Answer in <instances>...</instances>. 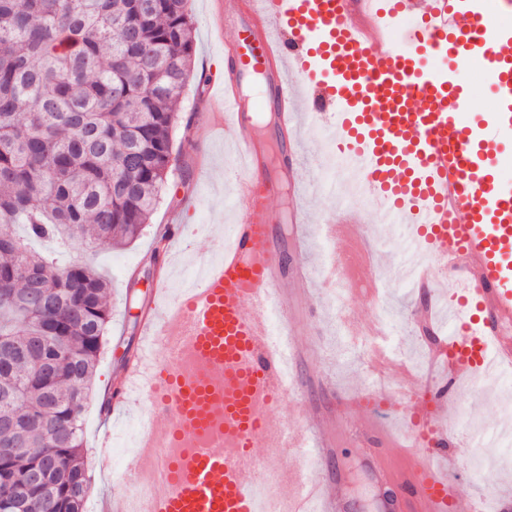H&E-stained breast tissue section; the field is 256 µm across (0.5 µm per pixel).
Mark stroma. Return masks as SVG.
<instances>
[{
    "mask_svg": "<svg viewBox=\"0 0 512 512\" xmlns=\"http://www.w3.org/2000/svg\"><path fill=\"white\" fill-rule=\"evenodd\" d=\"M189 8L194 21V75L184 92L180 118L172 131V174L149 224L140 238L126 246L78 241L54 248L60 263L90 264L109 281L111 320L84 414L85 461L91 477L87 501L95 506L99 505L101 495H124L130 488L121 442L112 444L111 471L105 472L99 467L100 441L106 426L99 413L97 393L103 388L113 390L119 386L124 367L138 351L140 322L150 299V287L165 272V258L155 252L163 226H189L191 235L187 242L173 243L172 249L177 267L188 263L196 267L217 250L219 227L234 223L238 212L245 207L244 200L231 197L224 185L225 162L231 157L230 143H218L207 131L195 127L197 115L211 111L215 105L213 94L224 81L223 47L235 40L236 31L229 27L220 36L212 31L209 18L211 12L220 10L219 0H189ZM301 134L304 159L294 173V180L297 187L307 191V208L318 215L333 207L329 195L322 193L319 187L322 175L329 170V156L322 152L320 143L312 136L310 124H303ZM349 210L358 217L372 240L383 243L382 250L368 252L366 261L356 265L353 273L358 276L368 267L382 266L387 286L376 293L365 288L347 293L346 317L352 326L365 330L376 322L380 306H388L395 326L388 330L386 340L401 343L406 358L394 361L380 356L376 365L392 383L406 372L421 375L428 368L426 349L421 337L405 326V319L418 297L412 289L394 282L405 248L402 232L397 225L379 223L376 214L361 197L353 198ZM323 295V288L318 286L309 297L295 302L296 331L313 354L300 368L308 390L306 401L286 393L272 409L273 416L286 425L303 417L304 402L333 409L339 407L336 389L350 393L362 386L364 368L338 342L336 312L326 306ZM501 398L499 387L486 382L460 389L457 418L462 433L478 437L488 432L499 415ZM377 407L388 415L382 425L384 432L396 438L403 437L408 429L405 413L396 399L382 393L371 401L342 409L344 423L332 450L329 472L347 481L355 501V512H374V503L373 490L360 466L365 450L357 446L351 430ZM447 454L455 462L451 473L461 492L474 497L482 512H496L499 495L512 492V446L481 448L460 444L449 448ZM477 456L486 458L487 463L476 473L471 468V461Z\"/></svg>",
    "mask_w": 512,
    "mask_h": 512,
    "instance_id": "1",
    "label": "stroma"
}]
</instances>
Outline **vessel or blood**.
Returning a JSON list of instances; mask_svg holds the SVG:
<instances>
[{"instance_id": "obj_1", "label": "vessel or blood", "mask_w": 512, "mask_h": 512, "mask_svg": "<svg viewBox=\"0 0 512 512\" xmlns=\"http://www.w3.org/2000/svg\"><path fill=\"white\" fill-rule=\"evenodd\" d=\"M230 23L237 37L224 48V93L209 126L238 146L243 163L229 165L226 179L246 207L184 293L173 294L165 277L153 286L141 340L163 348L166 390L144 382L142 349L112 408L147 399L150 433L175 438L208 426L218 376L224 425L236 442L158 456L145 512H256L257 451L277 445L316 451L313 466L283 474L292 490L279 494L280 512H309L315 503L321 512L349 510L341 480L322 472L332 446L323 414L288 427L271 415L282 389L270 312L290 338L291 360L302 346L292 337L286 280L303 294L318 280L335 292L348 285L340 260L315 269L303 261L285 277L276 246L279 217L270 202L299 157L304 115L325 130L381 223L406 226L405 261L420 271L421 297L406 325L436 335L427 356L438 380L411 377L397 391L423 400L412 417L427 432L423 447L396 471L374 424L358 431L385 486L380 512H475L443 461L458 441L452 409L460 383L512 370V185L492 157L512 142V0L491 9L485 0H242L237 14L212 17L214 30ZM476 65L496 101L479 121L466 82ZM263 114L285 139L275 172L252 133ZM444 274L454 276L457 293L441 324L435 298ZM187 354L207 361L210 375H182L175 364Z\"/></svg>"}]
</instances>
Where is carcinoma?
Wrapping results in <instances>:
<instances>
[{
	"instance_id": "obj_1",
	"label": "carcinoma",
	"mask_w": 512,
	"mask_h": 512,
	"mask_svg": "<svg viewBox=\"0 0 512 512\" xmlns=\"http://www.w3.org/2000/svg\"><path fill=\"white\" fill-rule=\"evenodd\" d=\"M186 0H0V481L56 458L31 512L86 496L83 411L107 283L30 243L124 245L149 223L193 75Z\"/></svg>"
}]
</instances>
